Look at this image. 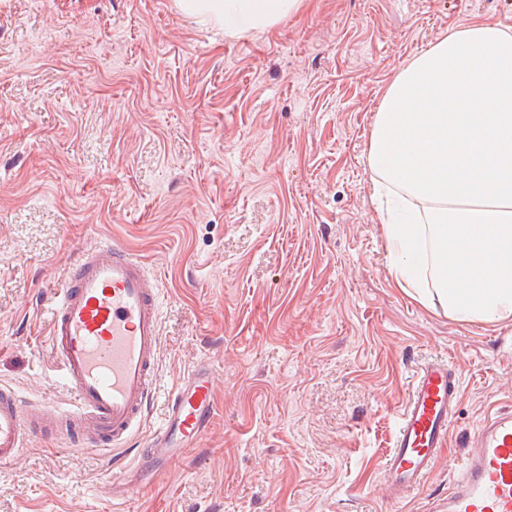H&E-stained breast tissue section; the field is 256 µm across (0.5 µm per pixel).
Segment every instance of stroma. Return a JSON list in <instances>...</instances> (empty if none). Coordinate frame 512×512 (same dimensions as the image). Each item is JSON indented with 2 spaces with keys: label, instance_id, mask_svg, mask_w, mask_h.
Returning <instances> with one entry per match:
<instances>
[{
  "label": "stroma",
  "instance_id": "35a3bbf8",
  "mask_svg": "<svg viewBox=\"0 0 512 512\" xmlns=\"http://www.w3.org/2000/svg\"><path fill=\"white\" fill-rule=\"evenodd\" d=\"M512 0H303L236 34L176 0H0V384L69 408L46 311L111 240L160 281L157 384L192 369L195 447L127 457L37 437L0 464V512H441L470 435L512 407V317L462 321L397 288L367 170L379 100L415 56ZM462 398L424 486L382 460L416 371Z\"/></svg>",
  "mask_w": 512,
  "mask_h": 512
}]
</instances>
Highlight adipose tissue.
I'll list each match as a JSON object with an SVG mask.
<instances>
[{
    "label": "adipose tissue",
    "mask_w": 512,
    "mask_h": 512,
    "mask_svg": "<svg viewBox=\"0 0 512 512\" xmlns=\"http://www.w3.org/2000/svg\"><path fill=\"white\" fill-rule=\"evenodd\" d=\"M302 0H179L183 13L260 30ZM394 283L461 320L512 316V31L483 19L390 84L368 146Z\"/></svg>",
    "instance_id": "ef3b65f1"
}]
</instances>
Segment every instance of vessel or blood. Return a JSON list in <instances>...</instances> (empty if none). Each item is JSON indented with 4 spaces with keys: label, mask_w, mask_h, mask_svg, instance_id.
Listing matches in <instances>:
<instances>
[{
    "label": "vessel or blood",
    "mask_w": 512,
    "mask_h": 512,
    "mask_svg": "<svg viewBox=\"0 0 512 512\" xmlns=\"http://www.w3.org/2000/svg\"><path fill=\"white\" fill-rule=\"evenodd\" d=\"M49 339L70 410L36 409L0 387V463L14 460L35 433L125 447L154 396L161 350L158 278L125 247L106 242L84 250L68 269L49 308ZM461 397L448 361L425 363L396 417L382 466L394 499L419 489L448 443ZM213 409L208 372L197 371L168 400L165 423L150 448L167 449L174 434L197 437ZM443 512H512V409L490 410L470 437Z\"/></svg>",
    "instance_id": "b4317fda"
}]
</instances>
